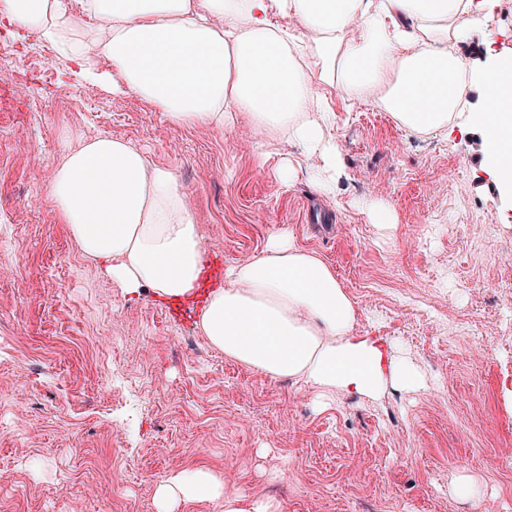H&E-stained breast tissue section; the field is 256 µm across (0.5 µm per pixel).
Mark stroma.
I'll return each mask as SVG.
<instances>
[{
  "mask_svg": "<svg viewBox=\"0 0 512 512\" xmlns=\"http://www.w3.org/2000/svg\"><path fill=\"white\" fill-rule=\"evenodd\" d=\"M328 127L340 166L325 198L312 168L282 182L296 145L257 167L239 130L174 126L69 79L40 36L0 33V512H156L158 483L184 468L283 512H512V199L464 120L416 135L338 98ZM99 135L176 171L225 267L291 229L357 304L356 332L413 360L425 388L317 408L312 390L226 360L200 307L169 320L152 290L112 282L48 197L66 152ZM372 200L392 228L369 221ZM459 473L480 477L481 510L452 496Z\"/></svg>",
  "mask_w": 512,
  "mask_h": 512,
  "instance_id": "35a3bbf8",
  "label": "stroma"
}]
</instances>
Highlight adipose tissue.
I'll use <instances>...</instances> for the list:
<instances>
[{"label": "adipose tissue", "mask_w": 512, "mask_h": 512, "mask_svg": "<svg viewBox=\"0 0 512 512\" xmlns=\"http://www.w3.org/2000/svg\"><path fill=\"white\" fill-rule=\"evenodd\" d=\"M492 0H0V28L38 34L76 67L79 80L132 93L181 127L237 123L257 137L265 163L273 140L320 162L321 192L336 178V144L316 113L329 91L379 104L409 132L444 133L468 96L485 164L512 194V51L485 46L481 63L456 52L486 25ZM294 18L277 29L270 11ZM220 14L223 26L210 17ZM49 197L82 251L128 291L191 292L201 274L198 227L174 170L110 136L84 141L55 170ZM358 308L334 270L287 230L260 257L233 266L203 308L199 327L225 358L325 398H378L416 389L423 377L378 341L355 335ZM156 512L220 502L224 512H281L280 503L228 493L203 468L172 472Z\"/></svg>", "instance_id": "1"}]
</instances>
